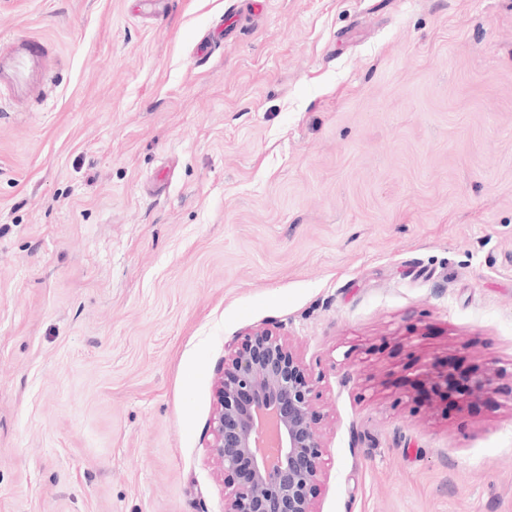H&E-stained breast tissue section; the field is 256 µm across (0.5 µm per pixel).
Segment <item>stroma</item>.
Returning a JSON list of instances; mask_svg holds the SVG:
<instances>
[{
    "label": "stroma",
    "instance_id": "stroma-1",
    "mask_svg": "<svg viewBox=\"0 0 512 512\" xmlns=\"http://www.w3.org/2000/svg\"><path fill=\"white\" fill-rule=\"evenodd\" d=\"M0 0V512H224L282 326L319 512H512V0ZM494 373L457 407L413 379ZM10 55L15 73L22 76L29 63L45 57V47L39 41L22 39L12 45Z\"/></svg>",
    "mask_w": 512,
    "mask_h": 512
}]
</instances>
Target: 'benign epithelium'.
Returning a JSON list of instances; mask_svg holds the SVG:
<instances>
[{"label": "benign epithelium", "instance_id": "benign-epithelium-1", "mask_svg": "<svg viewBox=\"0 0 512 512\" xmlns=\"http://www.w3.org/2000/svg\"><path fill=\"white\" fill-rule=\"evenodd\" d=\"M220 374L209 447L224 471V512H319L325 446L317 381L280 328L247 333ZM418 377L459 404L493 382L456 361Z\"/></svg>", "mask_w": 512, "mask_h": 512}]
</instances>
